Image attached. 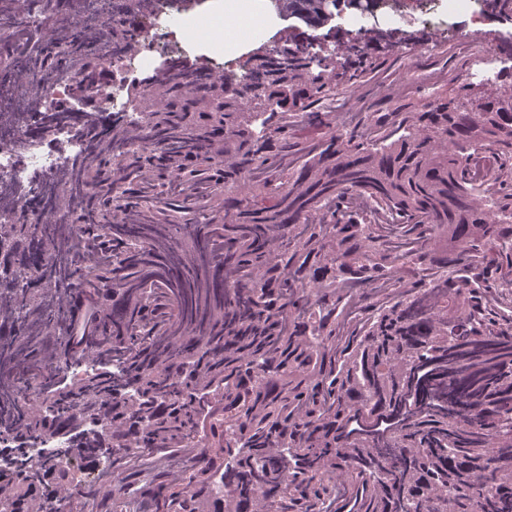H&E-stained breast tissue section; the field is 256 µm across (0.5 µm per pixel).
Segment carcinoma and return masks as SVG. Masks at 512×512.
Instances as JSON below:
<instances>
[{
  "mask_svg": "<svg viewBox=\"0 0 512 512\" xmlns=\"http://www.w3.org/2000/svg\"><path fill=\"white\" fill-rule=\"evenodd\" d=\"M144 0L58 15L39 59L16 49L24 123L62 78L137 33ZM311 27L362 0H271ZM312 56L284 46L220 81L172 65L137 97L147 119L0 213V436L74 432L80 457H116L87 486L64 458L0 470V501L31 512L54 488L115 512L131 488L149 512H512V81L465 84L422 112L338 127L336 78L376 75L383 33ZM305 122L322 131L302 140ZM495 157L483 184L472 159ZM280 185L275 202L254 199ZM102 316L85 352L66 330L86 298ZM92 366L51 404L53 375ZM399 420L384 437L342 430ZM143 457L184 455L145 474Z\"/></svg>",
  "mask_w": 512,
  "mask_h": 512,
  "instance_id": "cac0c4a2",
  "label": "carcinoma"
}]
</instances>
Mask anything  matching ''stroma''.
<instances>
[{
    "label": "stroma",
    "instance_id": "1",
    "mask_svg": "<svg viewBox=\"0 0 512 512\" xmlns=\"http://www.w3.org/2000/svg\"><path fill=\"white\" fill-rule=\"evenodd\" d=\"M416 3L417 0H385L383 11L361 15L359 24L331 23L318 29L272 11L268 14L272 36L249 33L239 24L225 28L224 65L237 71L251 68L260 59V49L285 44L301 43L320 53L341 41L360 37L362 29H384L383 17L390 14L398 20L403 44L387 57L382 83L359 82L346 103L354 110L364 106L372 112H415L433 99L455 95L465 84L481 82L482 74L473 64L474 55L512 37V19L495 13L480 25L470 24L464 15L450 18L442 14L438 20L450 27V34L440 37L436 51L420 49L427 29Z\"/></svg>",
    "mask_w": 512,
    "mask_h": 512
}]
</instances>
